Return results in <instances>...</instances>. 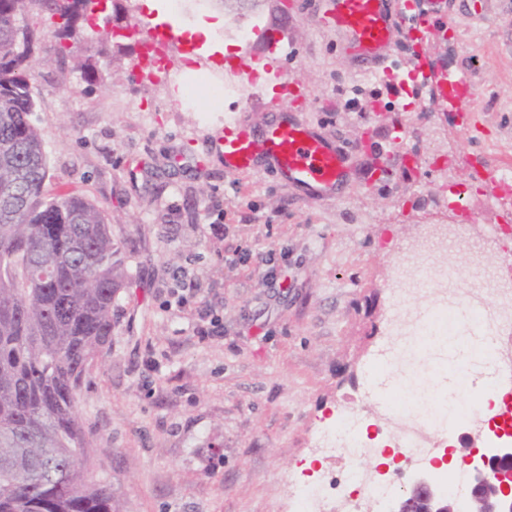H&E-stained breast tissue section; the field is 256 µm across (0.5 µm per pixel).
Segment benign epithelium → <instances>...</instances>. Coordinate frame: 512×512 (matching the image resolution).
Listing matches in <instances>:
<instances>
[{
  "instance_id": "benign-epithelium-1",
  "label": "benign epithelium",
  "mask_w": 512,
  "mask_h": 512,
  "mask_svg": "<svg viewBox=\"0 0 512 512\" xmlns=\"http://www.w3.org/2000/svg\"><path fill=\"white\" fill-rule=\"evenodd\" d=\"M471 493L466 512H512V442L470 459ZM389 512H461L455 497L418 473Z\"/></svg>"
}]
</instances>
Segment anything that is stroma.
I'll list each match as a JSON object with an SVG mask.
<instances>
[{
  "label": "stroma",
  "mask_w": 512,
  "mask_h": 512,
  "mask_svg": "<svg viewBox=\"0 0 512 512\" xmlns=\"http://www.w3.org/2000/svg\"><path fill=\"white\" fill-rule=\"evenodd\" d=\"M448 38L398 27L385 53L409 71L413 53L467 71L473 98L430 105L428 92L381 112L378 146L397 155L390 179L370 187L363 113L380 83L360 82L341 53L342 34L318 23L320 0H288V25L266 56L271 81L249 84L256 40L238 26L272 22V0L240 15L220 0H110L113 24L182 28L206 23L212 42L181 41L157 74L139 44L106 36L71 43L58 57L46 23L22 22L43 39L34 57L32 121L49 159L46 189L79 194L105 210L124 284L112 303V337L88 369L77 410L91 439V474L120 512H289L288 484L322 425L342 412L373 423L383 405L406 417L441 418L442 386L486 376L488 364L450 363L446 348L410 336L395 361L376 359L389 339L399 295L392 271L429 224L463 232L481 247H443L441 262L468 288L476 268L512 264V199L501 198L494 169L512 163V0H446ZM93 58L85 81L78 61ZM218 76V101L175 108L183 88L168 73ZM249 87L224 96L223 80ZM307 101L297 119L342 143L352 173L339 197L310 200L273 168L231 174L204 152L225 112L263 127L284 93ZM475 113L474 131L456 125ZM264 264L229 269L233 249ZM194 272L224 325L199 336L198 317L170 305L178 271ZM377 401H358L362 386Z\"/></svg>",
  "instance_id": "obj_1"
}]
</instances>
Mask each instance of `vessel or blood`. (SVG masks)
<instances>
[{
	"label": "vessel or blood",
	"instance_id": "obj_1",
	"mask_svg": "<svg viewBox=\"0 0 512 512\" xmlns=\"http://www.w3.org/2000/svg\"><path fill=\"white\" fill-rule=\"evenodd\" d=\"M445 4L446 0H430L427 12L417 18L419 25L433 29L441 38L448 32ZM408 9L406 0H328L319 21L344 35L343 54L364 62L366 73L384 74L390 97L426 85L431 89L433 104L444 108L449 95H474L472 82L462 76L449 82L447 67L434 63L419 79L409 82L397 78L383 49ZM138 33L147 39H161L168 46L180 38L173 22L145 26ZM211 148L223 157L226 172L245 173L267 165L282 175L287 187L304 189L314 200L338 195L349 176L344 146L289 118L273 119L261 131L241 119L225 123L215 134Z\"/></svg>",
	"mask_w": 512,
	"mask_h": 512
}]
</instances>
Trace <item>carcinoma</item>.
<instances>
[{
	"label": "carcinoma",
	"mask_w": 512,
	"mask_h": 512,
	"mask_svg": "<svg viewBox=\"0 0 512 512\" xmlns=\"http://www.w3.org/2000/svg\"><path fill=\"white\" fill-rule=\"evenodd\" d=\"M47 17L58 56L91 28L77 4L0 0V512H116L88 477L89 441L75 412L87 367L112 336L116 253L104 210L46 191L48 160L32 123L35 35L27 6Z\"/></svg>",
	"instance_id": "cac0c4a2"
}]
</instances>
